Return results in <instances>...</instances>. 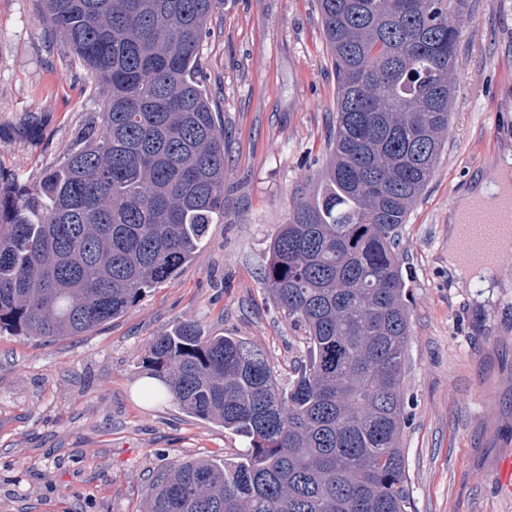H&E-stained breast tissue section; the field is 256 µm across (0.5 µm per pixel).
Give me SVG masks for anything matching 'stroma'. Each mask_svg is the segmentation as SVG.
<instances>
[{
  "label": "stroma",
  "mask_w": 512,
  "mask_h": 512,
  "mask_svg": "<svg viewBox=\"0 0 512 512\" xmlns=\"http://www.w3.org/2000/svg\"><path fill=\"white\" fill-rule=\"evenodd\" d=\"M448 141L400 230L411 308L401 445L415 512H512V245L488 276L448 265L459 200L512 164V0H469ZM200 62L228 138L224 221L172 279L82 336L0 334V512H139L171 462L233 459L243 437L148 396L144 350L176 323L260 348L287 387L307 346L261 284L269 247L327 159L336 75L317 0H224ZM35 0H0V170L36 189L99 103ZM40 134L15 128L30 112Z\"/></svg>",
  "instance_id": "stroma-1"
}]
</instances>
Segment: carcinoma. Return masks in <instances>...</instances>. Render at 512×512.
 Segmentation results:
<instances>
[{
    "label": "carcinoma",
    "mask_w": 512,
    "mask_h": 512,
    "mask_svg": "<svg viewBox=\"0 0 512 512\" xmlns=\"http://www.w3.org/2000/svg\"><path fill=\"white\" fill-rule=\"evenodd\" d=\"M101 101L30 192L0 173V333L82 336L192 262L224 220V122L199 47L223 0H36ZM336 124L312 199L262 284L306 358L284 389L265 354L184 320L143 367L186 414L248 440L175 461L142 512H412L403 389L411 313L399 229L448 140L466 0H318Z\"/></svg>",
    "instance_id": "carcinoma-1"
}]
</instances>
